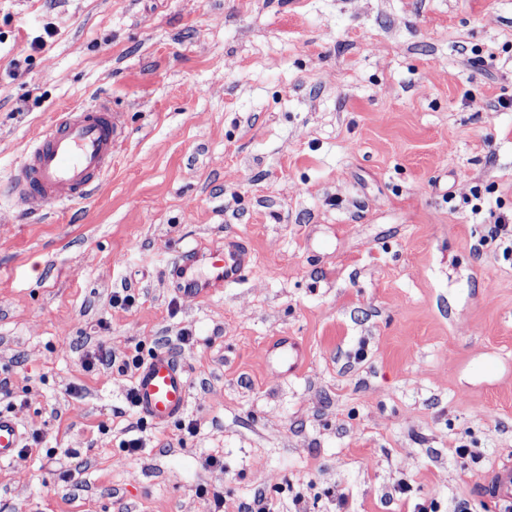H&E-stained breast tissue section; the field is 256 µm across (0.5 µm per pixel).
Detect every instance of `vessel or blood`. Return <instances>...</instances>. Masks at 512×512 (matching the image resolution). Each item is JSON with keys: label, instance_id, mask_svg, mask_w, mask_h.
<instances>
[{"label": "vessel or blood", "instance_id": "vessel-or-blood-1", "mask_svg": "<svg viewBox=\"0 0 512 512\" xmlns=\"http://www.w3.org/2000/svg\"><path fill=\"white\" fill-rule=\"evenodd\" d=\"M118 113L105 100L63 112L54 127L34 140L25 164L10 178L14 198L33 212H46L77 199L87 198L112 165L121 136ZM253 268L249 245L225 236L223 245L201 253L187 251L170 274L180 292L206 296L239 283ZM268 358L288 373H295L303 359L300 345L288 339L274 342ZM189 381L182 364L165 349L148 356L133 386L134 407L154 425L181 419L189 400ZM26 432L11 413L0 411V462L13 459L23 448ZM483 493L498 512H512V460L496 466L483 484Z\"/></svg>", "mask_w": 512, "mask_h": 512}]
</instances>
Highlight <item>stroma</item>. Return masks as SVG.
<instances>
[{"instance_id": "35a3bbf8", "label": "stroma", "mask_w": 512, "mask_h": 512, "mask_svg": "<svg viewBox=\"0 0 512 512\" xmlns=\"http://www.w3.org/2000/svg\"><path fill=\"white\" fill-rule=\"evenodd\" d=\"M97 99L124 138L101 185L24 212L6 181L31 140ZM502 215L512 0H0V410L43 438L0 464V512H489L512 456ZM228 234L244 282L180 294V253ZM279 336L297 375L264 367ZM140 344L186 367L195 433L84 366ZM483 494L490 499L499 511L512 508V460H504L496 466L483 483Z\"/></svg>"}]
</instances>
